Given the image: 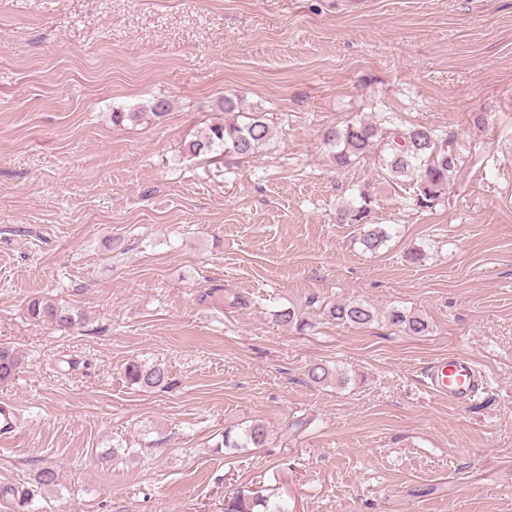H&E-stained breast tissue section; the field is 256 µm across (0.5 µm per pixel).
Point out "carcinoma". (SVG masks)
I'll return each instance as SVG.
<instances>
[{
    "label": "carcinoma",
    "mask_w": 512,
    "mask_h": 512,
    "mask_svg": "<svg viewBox=\"0 0 512 512\" xmlns=\"http://www.w3.org/2000/svg\"><path fill=\"white\" fill-rule=\"evenodd\" d=\"M271 138V130L264 118L250 113L241 121L222 122L211 125L199 139L188 145V153L199 157L212 153H234L248 156ZM326 144L333 148L332 159L336 166L344 168L360 156L371 152L379 141L378 128L366 122H352L341 129H330L324 134ZM386 166L395 177L413 174L419 181L420 194L417 202L429 205L448 184V179L457 167L458 159L448 151L439 134L426 126H412L392 133L387 144ZM371 197L362 196V203L352 209L340 212V220L350 224H364L369 214ZM387 240V232L381 227H369L363 231L360 241L368 251L378 250ZM327 314L334 320L352 325H366L373 321L374 312L367 305L347 301L327 308ZM27 315L35 323L54 324L70 329L82 324V317L74 310L55 300L42 297L29 301ZM279 323L304 330L305 322L292 307L277 312ZM388 322L412 336H425L430 332L427 317L403 309L392 308L386 312ZM20 366L18 352L8 346H0V382L14 379ZM127 380L140 388L150 390L167 389L173 385L168 367L162 363L133 360L125 368ZM263 425L254 423L236 433H224L222 445L226 448H258L266 441ZM224 512H288L278 501L260 495L238 491L224 502Z\"/></svg>",
    "instance_id": "carcinoma-1"
}]
</instances>
